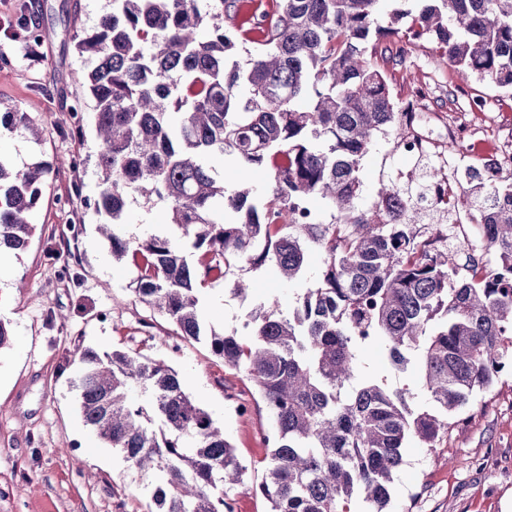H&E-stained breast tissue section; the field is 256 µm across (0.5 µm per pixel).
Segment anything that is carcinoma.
Returning a JSON list of instances; mask_svg holds the SVG:
<instances>
[{
	"label": "carcinoma",
	"instance_id": "carcinoma-1",
	"mask_svg": "<svg viewBox=\"0 0 512 512\" xmlns=\"http://www.w3.org/2000/svg\"><path fill=\"white\" fill-rule=\"evenodd\" d=\"M378 2L277 0L274 24L261 15L242 31L243 44L249 31L262 35L242 63L230 61L231 0H112L76 42L90 63L82 80L99 143L100 234L113 257L135 263L139 301L174 335L206 338L225 365L245 373L272 421L265 476L254 486L224 430L166 361L82 350L84 423L126 462L154 471L153 512H233L226 486L261 493L270 512H353L356 502L362 512H390L406 444L436 447L451 419L512 362V183L467 173L468 196L492 200L480 226L496 268L480 277L462 273L448 249L411 258L423 206L398 183H381L378 201L356 208L364 156L402 120L366 57L371 34L381 35ZM416 21L457 67L512 89V0H425ZM41 37L27 21L15 32L24 48ZM0 126L43 133L18 107L0 113ZM216 155L271 168L264 203L250 201L249 188L224 186L209 164ZM48 172L0 155V252L28 247ZM316 198L341 219L269 222L270 212ZM132 199L165 204L178 237L126 235ZM311 243L323 265L293 314L274 301L238 328L205 327L199 296L212 280L237 295L249 272L293 281L309 265ZM372 341L385 344L397 368L418 366V410L408 406L411 389L392 390L365 371L358 351Z\"/></svg>",
	"mask_w": 512,
	"mask_h": 512
}]
</instances>
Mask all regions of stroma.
<instances>
[{
	"label": "stroma",
	"instance_id": "stroma-1",
	"mask_svg": "<svg viewBox=\"0 0 512 512\" xmlns=\"http://www.w3.org/2000/svg\"><path fill=\"white\" fill-rule=\"evenodd\" d=\"M111 0H0V14L14 23L36 14L46 37L36 61L22 56L12 27L0 29V112L21 108L44 129L33 142L0 132V153L16 165L43 162L50 172L42 198L30 213L36 227L30 246L0 265V319L12 330L0 350V512H149L156 478L137 470L86 427L73 380L81 350L121 348L172 365L186 392L223 428L253 483H260L269 453L271 420L257 389L243 373L225 366L203 342L179 341L171 325L135 297L131 259H114L97 232L88 201L98 193V142L91 114L74 125L70 109L84 96L87 68L75 34L91 30ZM418 0H380L378 22L395 34L376 40L372 59L384 73L398 108L415 104L430 87L439 128L461 115L486 128L487 146L512 140V92L477 77L457 74L435 41L415 37ZM404 10L399 21L394 11ZM401 134L379 135L361 165L360 209L372 207L380 182L427 185L438 165L397 152ZM83 162L73 170L72 159ZM225 186L249 187L263 200L268 169H242L229 156L211 160ZM79 258L63 272V252ZM321 266L313 261L290 283L255 274L247 295H234L216 280L200 296L204 320L232 329L252 308L278 301L288 310ZM363 363L394 388L416 387L415 365L395 371L380 342L360 349ZM393 512H512V370L455 417L436 447L409 441L394 482Z\"/></svg>",
	"mask_w": 512,
	"mask_h": 512
}]
</instances>
